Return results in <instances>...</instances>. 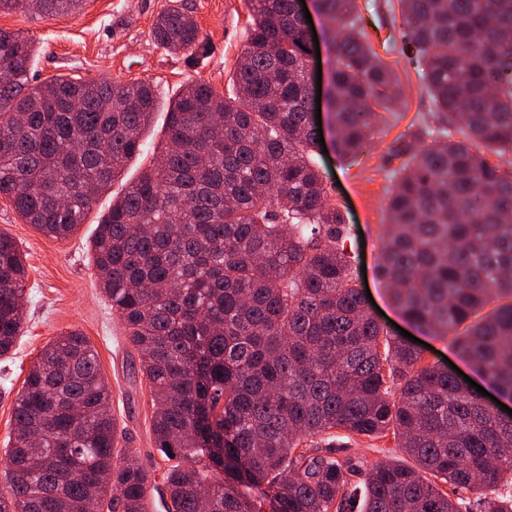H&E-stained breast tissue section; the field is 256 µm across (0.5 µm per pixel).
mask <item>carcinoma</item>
I'll return each instance as SVG.
<instances>
[{
	"mask_svg": "<svg viewBox=\"0 0 512 512\" xmlns=\"http://www.w3.org/2000/svg\"><path fill=\"white\" fill-rule=\"evenodd\" d=\"M84 2L0 0V13L63 15ZM400 2L401 51L423 66L438 128H409L389 146L409 161L388 200L379 274L413 325L452 336L512 399V0ZM296 3L251 0L231 96L202 81L181 89L159 158L112 199L90 241L149 383L167 512H461V489L492 493L485 512H512V417L448 367L422 363L367 309L350 227L312 161ZM316 8L336 29L337 152L356 156L372 105L400 88L365 43L354 0ZM151 34L171 52L204 49L184 8L159 12ZM38 52L25 33L0 31V198L65 240L144 151L158 105L145 81L32 85ZM425 134L434 144L421 145ZM26 278L1 232L0 357L25 322ZM111 399L83 333L43 348L15 401L0 512H88L93 500L148 512L150 470L115 453ZM333 429L390 431L395 448L364 474L348 447L312 440Z\"/></svg>",
	"mask_w": 512,
	"mask_h": 512,
	"instance_id": "obj_1",
	"label": "carcinoma"
}]
</instances>
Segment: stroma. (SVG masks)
Here are the masks:
<instances>
[{
    "label": "stroma",
    "mask_w": 512,
    "mask_h": 512,
    "mask_svg": "<svg viewBox=\"0 0 512 512\" xmlns=\"http://www.w3.org/2000/svg\"><path fill=\"white\" fill-rule=\"evenodd\" d=\"M368 43L397 79L399 101L378 110L367 152L337 154L330 112H322L326 150L315 161L329 190V200L344 213L365 266L367 284L381 324L403 325L377 275L387 203L402 162L388 159L389 145L408 127L432 122L431 104L420 86L419 69L400 52V0H355ZM186 7L195 17L203 52L174 54L151 35L155 16L165 8ZM251 21L249 0H85L69 15L45 17L31 11L0 14V29L29 34L39 48L31 71L33 83L56 75L86 80H144L155 90L159 110L145 135L144 154L116 177L110 194L93 206L85 224L69 239L46 237L25 224L7 200L0 199V232L18 243L27 267L26 319L14 348L0 357V490L5 487L7 442L14 429L18 392L41 349L60 333L80 330L99 354L112 390L118 445L137 455L152 471L146 488L148 512H166L161 476L166 467L151 434V396L128 336L103 295L89 241L114 194L136 179L153 161L164 138L166 109L188 80L209 82L230 94L233 71L246 46Z\"/></svg>",
    "instance_id": "obj_1"
}]
</instances>
